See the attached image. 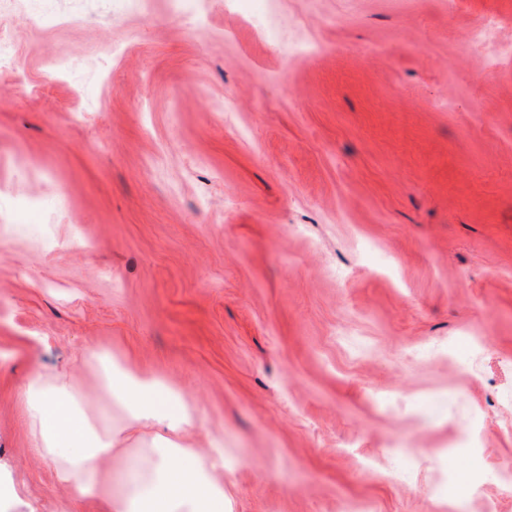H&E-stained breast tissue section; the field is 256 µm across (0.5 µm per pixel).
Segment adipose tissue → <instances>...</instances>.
Segmentation results:
<instances>
[{"instance_id": "adipose-tissue-1", "label": "adipose tissue", "mask_w": 512, "mask_h": 512, "mask_svg": "<svg viewBox=\"0 0 512 512\" xmlns=\"http://www.w3.org/2000/svg\"><path fill=\"white\" fill-rule=\"evenodd\" d=\"M102 388L120 412L115 426H96L88 393L69 377L31 369L20 390L30 445L55 463L57 480L97 501L102 512H226L214 465L185 446L203 428L189 394L96 354ZM120 458L122 488L113 491L103 460Z\"/></svg>"}]
</instances>
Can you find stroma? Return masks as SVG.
Returning a JSON list of instances; mask_svg holds the SVG:
<instances>
[{
	"label": "stroma",
	"mask_w": 512,
	"mask_h": 512,
	"mask_svg": "<svg viewBox=\"0 0 512 512\" xmlns=\"http://www.w3.org/2000/svg\"><path fill=\"white\" fill-rule=\"evenodd\" d=\"M172 2L0 0V512H98L18 401L89 348L228 512H512V0Z\"/></svg>",
	"instance_id": "35a3bbf8"
}]
</instances>
